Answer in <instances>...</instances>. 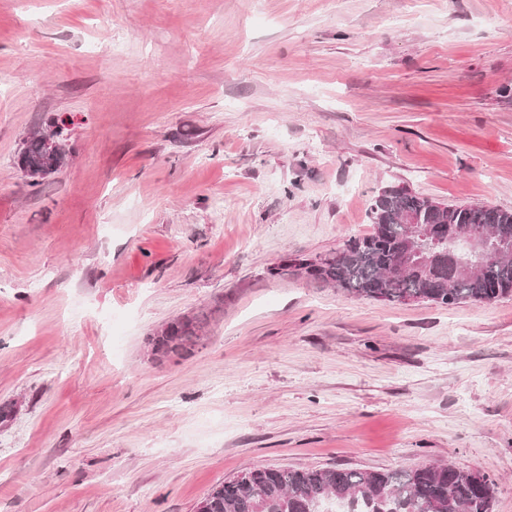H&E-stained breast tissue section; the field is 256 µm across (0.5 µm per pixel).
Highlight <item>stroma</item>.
<instances>
[{
  "instance_id": "obj_1",
  "label": "stroma",
  "mask_w": 512,
  "mask_h": 512,
  "mask_svg": "<svg viewBox=\"0 0 512 512\" xmlns=\"http://www.w3.org/2000/svg\"><path fill=\"white\" fill-rule=\"evenodd\" d=\"M504 86L512 0H0V512L429 463L512 512V295L380 301L283 265L369 233L386 187L512 211ZM56 119L68 162L30 187ZM193 315L203 342L154 356ZM46 133V132H45ZM33 135L24 141V146L19 155V167L28 176L29 186L36 187L42 180L58 171L66 161L67 151L65 146L61 150L48 154L44 147L43 135ZM206 326V319L197 316L170 322L152 339L153 350L162 356L191 353L203 340Z\"/></svg>"
}]
</instances>
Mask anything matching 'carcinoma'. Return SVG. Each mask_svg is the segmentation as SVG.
Listing matches in <instances>:
<instances>
[{
	"mask_svg": "<svg viewBox=\"0 0 512 512\" xmlns=\"http://www.w3.org/2000/svg\"><path fill=\"white\" fill-rule=\"evenodd\" d=\"M67 151L49 154L43 135L24 141L19 167L29 186L58 171ZM411 214L418 224L473 226L486 233L487 260L475 272L449 278L435 253L424 250L428 270L402 268L401 246ZM372 231L351 236L343 246L320 257V266L297 269L349 295L402 302L407 298L446 306L491 302L512 294V212L485 204H448L406 188H385L369 209ZM207 321L177 319L152 339L163 356L185 355L201 343ZM496 482L481 472L451 464L410 469L354 470L253 467L216 487L200 504L201 512H491Z\"/></svg>",
	"mask_w": 512,
	"mask_h": 512,
	"instance_id": "obj_1",
	"label": "carcinoma"
}]
</instances>
